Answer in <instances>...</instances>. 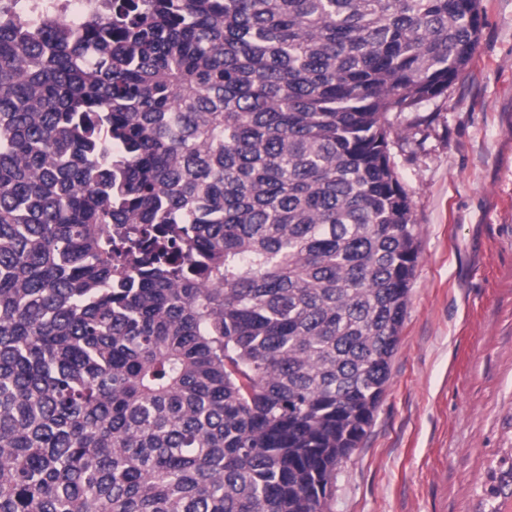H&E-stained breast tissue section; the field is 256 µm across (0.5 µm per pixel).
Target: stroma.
I'll return each instance as SVG.
<instances>
[{
    "label": "stroma",
    "instance_id": "1",
    "mask_svg": "<svg viewBox=\"0 0 512 512\" xmlns=\"http://www.w3.org/2000/svg\"><path fill=\"white\" fill-rule=\"evenodd\" d=\"M472 61L395 118L419 258L390 378L324 512H512V0Z\"/></svg>",
    "mask_w": 512,
    "mask_h": 512
}]
</instances>
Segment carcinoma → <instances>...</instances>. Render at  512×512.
I'll return each mask as SVG.
<instances>
[{"label":"carcinoma","mask_w":512,"mask_h":512,"mask_svg":"<svg viewBox=\"0 0 512 512\" xmlns=\"http://www.w3.org/2000/svg\"><path fill=\"white\" fill-rule=\"evenodd\" d=\"M0 0V512H322L418 262L392 112L481 0ZM30 10H25L24 18L29 24L40 25L47 18L61 24H81L88 13L98 7L99 0H37Z\"/></svg>","instance_id":"obj_1"}]
</instances>
